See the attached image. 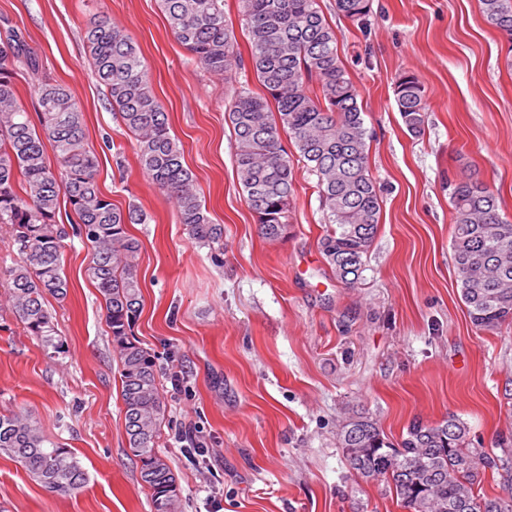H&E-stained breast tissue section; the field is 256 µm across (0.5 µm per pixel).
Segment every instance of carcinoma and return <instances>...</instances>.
Listing matches in <instances>:
<instances>
[{
    "instance_id": "carcinoma-1",
    "label": "carcinoma",
    "mask_w": 512,
    "mask_h": 512,
    "mask_svg": "<svg viewBox=\"0 0 512 512\" xmlns=\"http://www.w3.org/2000/svg\"><path fill=\"white\" fill-rule=\"evenodd\" d=\"M173 37L204 71L227 76L250 66L261 87L244 81L234 89L228 119L235 135V164L248 207L262 235L276 241L288 227L293 195L289 137L316 187L327 223L321 248L336 279L363 280L378 231L381 187L370 168V138L358 92L338 54L336 32L318 0H238L249 45L244 62L234 31L224 20V0H159ZM487 21L512 43V3L480 0ZM336 11L367 24L370 0H336ZM91 65L105 87L122 130L135 136L142 171L176 206L190 239L211 246L224 229L211 222L183 151L170 134L168 113L152 91L143 54L134 38L109 20H93L85 31ZM33 74L39 62L21 34L0 39V226L8 227L18 261L7 270L8 303L51 358L65 353L45 296H67L63 272L65 240L88 242V275L104 303L105 322L117 352L125 431L140 463V479L151 492L152 512H179L180 490L157 440L166 405L154 357L133 337L140 313V241L129 224H148L146 211L112 205L98 185L97 156L84 145L83 112L63 84L34 85L41 130L19 103L15 76ZM406 130H425L424 88L410 73L395 88ZM54 149L56 165L45 154ZM452 206L451 257L457 288L471 323L493 331L512 319V221L499 197L479 179L448 181ZM65 197L78 221L72 229L56 221ZM467 422L454 415L435 423L415 421L399 444L387 440L377 422L362 413L343 421L339 445L351 473L392 484L409 512H512V494L479 495L486 471H508V458L471 448ZM0 452L21 461L51 493L67 496L86 483L76 456L44 434L28 414L0 412Z\"/></svg>"
}]
</instances>
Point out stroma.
I'll return each mask as SVG.
<instances>
[{"label":"stroma","mask_w":512,"mask_h":512,"mask_svg":"<svg viewBox=\"0 0 512 512\" xmlns=\"http://www.w3.org/2000/svg\"><path fill=\"white\" fill-rule=\"evenodd\" d=\"M358 90L380 224L361 284L336 280L321 251L316 178L294 167L286 235L266 240L247 206L228 121L233 84L197 67L170 33L159 0H0L44 77L67 86L99 159L103 194L150 223L142 244L143 307L133 334L155 357L166 404L158 451L181 512H406L383 481L354 484L338 444L343 417L372 416L391 442L412 421L455 415L473 447L512 434V323L475 328L451 263L448 183L483 181L512 217V45L479 0H371L366 27L319 0ZM107 16L139 44L151 88L213 223L216 251L192 242L173 202L142 172L89 65L84 31ZM425 88V132L402 123L394 86ZM91 249L68 239L65 300L48 298L65 354L49 358L12 313L3 271L16 259L0 227V412H28L69 448L85 486L60 497L0 454V512H151L128 447L119 367ZM181 374L173 386V374Z\"/></svg>","instance_id":"obj_1"}]
</instances>
